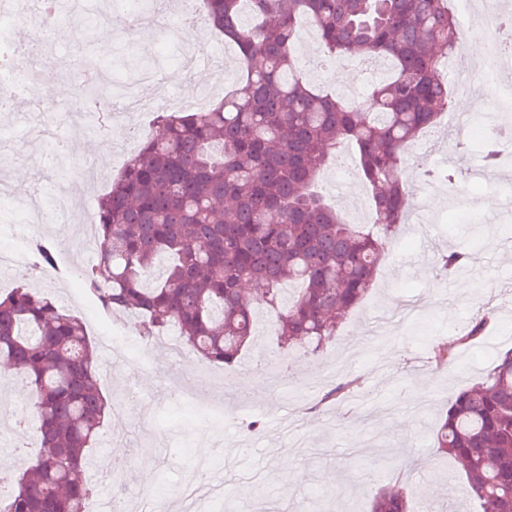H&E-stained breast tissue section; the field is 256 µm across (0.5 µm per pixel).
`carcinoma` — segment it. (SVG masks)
Segmentation results:
<instances>
[{"instance_id": "carcinoma-1", "label": "carcinoma", "mask_w": 512, "mask_h": 512, "mask_svg": "<svg viewBox=\"0 0 512 512\" xmlns=\"http://www.w3.org/2000/svg\"><path fill=\"white\" fill-rule=\"evenodd\" d=\"M210 26L235 41L241 76L206 112L164 110L158 131L129 155L95 209L98 261L81 272L108 310H122L152 341L170 330L201 361L231 366L255 344L251 285L282 351L265 369L288 377L283 352L320 351L369 294L405 224L413 173L438 176L409 146L448 109L441 59L458 44L448 0H202ZM318 32L322 65L348 56L385 58L391 74L361 98L318 90L298 67L302 22ZM503 132L483 150L498 164ZM353 147L371 190V226L348 224L317 190L331 154ZM57 242L31 248L51 265ZM466 253L441 255L448 272ZM299 285L285 295L283 285ZM486 315L457 344L484 336ZM454 343L429 350L439 369ZM30 385L41 448L0 488V512H90L86 478L111 404L83 321L51 298L17 286L0 295V369ZM357 378L321 399L352 398ZM436 454L458 464L482 512H512V348L486 378L459 392L435 437ZM416 492L385 488L371 512H413Z\"/></svg>"}]
</instances>
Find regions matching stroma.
Instances as JSON below:
<instances>
[{"instance_id": "35a3bbf8", "label": "stroma", "mask_w": 512, "mask_h": 512, "mask_svg": "<svg viewBox=\"0 0 512 512\" xmlns=\"http://www.w3.org/2000/svg\"><path fill=\"white\" fill-rule=\"evenodd\" d=\"M107 14L116 21L124 17L106 0H96L92 13L67 11L40 43L17 42L22 61L35 70L41 94L53 98L56 108L47 114L31 101L24 111L0 112V139L20 134L18 116L24 113L49 127L59 141L75 145L63 163L46 142L37 147L41 162H30L24 155L13 160L11 174H28V196L48 211L60 185L73 190L75 211H93L137 147L128 130L144 135L155 130L152 117L137 112L113 113L112 130L105 136L88 126L73 130L65 119L72 98L52 92L55 80H67L69 64L93 58L106 65L121 50L119 39H100L101 19ZM197 31L210 49L222 52L227 70L222 87H213L204 78L185 80L179 57L187 43L178 30L138 31L127 61L154 64L176 98L194 100L204 89L223 96L238 79L235 49L206 24H198ZM455 63L446 74L448 81H455L462 71L470 82L465 93H453L449 115L461 113L470 124L484 125L489 113L475 109L490 95L478 77L482 64L466 54ZM463 98L471 100L472 109L460 111ZM410 152L432 168L465 173L461 188L478 199V208L464 212L437 200L439 182L414 186L411 195L416 210L425 214V223L404 226L396 246L381 262L372 292L323 351L289 354L291 388L280 385L279 375L255 370L261 353L276 345L274 336L265 332L235 366H209L208 381L224 401L220 420L206 418L173 397L171 380L193 377L198 359L171 354L158 344L150 352V364L128 368L123 360L138 355L139 338L122 348L105 342L106 332L133 327L134 320L121 311L103 310L83 290L76 273L96 262V252L76 255L60 250L57 265L73 271L67 278L55 276L48 267L32 269L20 234L26 214L10 199L0 198V251L9 256L7 266L0 267V291L21 285L56 298L81 318L97 360L100 388L112 402L94 453L99 465L93 480L97 498L120 499L125 512H146L142 491L173 493L193 473L196 454L203 447L214 461L207 484L215 489L199 502L204 512H369L378 490L405 474L411 477L410 488L423 492L414 502L416 512H479L478 504L464 494V475L455 464L434 460L431 451L433 432L449 403L488 372L497 351L512 348V194L506 189L512 172L499 177L471 175V166L483 163L480 143H461L447 118L440 119ZM86 161L97 162V178H81L79 168ZM321 182L347 220L358 222L356 197L368 194L369 188L358 174L354 156L347 152L332 160ZM477 224L490 228V235L471 234ZM460 245L470 254L467 270L459 278L441 275L438 254ZM461 278L471 282L470 291L458 290ZM486 308L495 316L487 337L457 349L448 368L433 371L429 344L455 338ZM347 353L353 360L344 373L362 378L360 397L313 411V404L337 381L330 362ZM26 388L20 374L0 383V394L6 397L0 404V435L15 438L18 445L13 461L0 464L6 471L24 469L38 448L35 433L18 435L19 405L8 399ZM247 418L260 419L262 430L245 432L242 422ZM117 453L127 465L122 481L115 484L107 481L103 468ZM285 454L297 463L288 474L280 466Z\"/></svg>"}]
</instances>
